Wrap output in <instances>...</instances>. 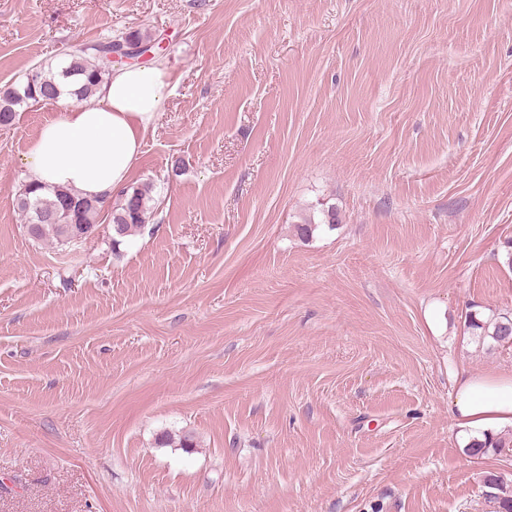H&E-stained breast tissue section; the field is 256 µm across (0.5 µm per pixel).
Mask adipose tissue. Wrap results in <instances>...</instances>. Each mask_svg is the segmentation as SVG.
<instances>
[{"label":"adipose tissue","instance_id":"obj_1","mask_svg":"<svg viewBox=\"0 0 512 512\" xmlns=\"http://www.w3.org/2000/svg\"><path fill=\"white\" fill-rule=\"evenodd\" d=\"M171 91L164 62L113 70L88 101L43 122L23 155L28 181L111 198L129 183ZM451 406L454 426L466 439L512 429V372L459 373Z\"/></svg>","mask_w":512,"mask_h":512}]
</instances>
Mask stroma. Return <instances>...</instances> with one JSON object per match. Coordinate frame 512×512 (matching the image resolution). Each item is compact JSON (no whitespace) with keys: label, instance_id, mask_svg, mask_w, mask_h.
<instances>
[{"label":"stroma","instance_id":"stroma-1","mask_svg":"<svg viewBox=\"0 0 512 512\" xmlns=\"http://www.w3.org/2000/svg\"><path fill=\"white\" fill-rule=\"evenodd\" d=\"M136 29L174 91L120 247L17 209L63 104L0 129V512H490L450 400L512 370L465 327L512 311V0H0V89ZM322 218L319 222H315L313 218H303L300 223L295 224L296 235L303 239H309L314 230L318 228V224H328L329 227H333L334 224H338L339 215L335 206L328 207L327 209H322L321 211Z\"/></svg>","mask_w":512,"mask_h":512}]
</instances>
